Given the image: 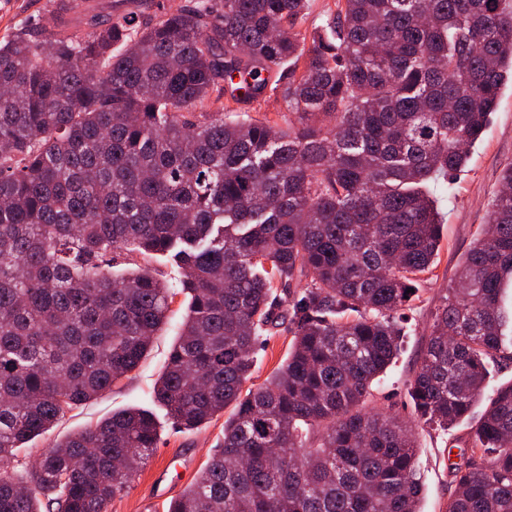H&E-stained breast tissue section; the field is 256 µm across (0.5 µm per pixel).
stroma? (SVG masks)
I'll list each match as a JSON object with an SVG mask.
<instances>
[{"label": "stroma", "mask_w": 512, "mask_h": 512, "mask_svg": "<svg viewBox=\"0 0 512 512\" xmlns=\"http://www.w3.org/2000/svg\"><path fill=\"white\" fill-rule=\"evenodd\" d=\"M46 3L47 0H0V38L35 22L43 14ZM511 163L512 83L509 82L499 93L493 120L472 149L467 167L449 182L430 187L445 215L441 250L431 273L419 284L418 300L401 322L405 333L401 352L374 385V403L384 412L413 421L407 386L420 363L439 296L444 288L450 287L458 262L471 247L500 188V173ZM184 312L183 306L172 303L169 322L141 366L112 391L67 414L64 423L54 431L30 443L23 451L24 456L37 460L55 439L101 420L113 411L127 407L151 408L160 423L157 446L128 494L114 499L109 512H149L147 504L155 494L153 479L161 470L167 473L169 497H177L195 479L224 435V419L220 416L197 430L179 431L168 422L163 409L154 408L151 400L154 382L175 341L176 328ZM414 429L423 485L422 512H445L454 491L451 467L468 459L465 446L470 423L465 420L445 431L415 423Z\"/></svg>", "instance_id": "stroma-1"}]
</instances>
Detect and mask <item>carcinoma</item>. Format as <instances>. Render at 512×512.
I'll return each instance as SVG.
<instances>
[{"mask_svg": "<svg viewBox=\"0 0 512 512\" xmlns=\"http://www.w3.org/2000/svg\"><path fill=\"white\" fill-rule=\"evenodd\" d=\"M189 0L71 27L49 0L0 40V512H108L157 447L128 408L20 451L135 371L186 314L152 389L173 427L230 410L167 512H421L414 434L371 412L407 289L431 270L428 185L462 171L512 81L506 0ZM288 66L281 123L257 103ZM407 387L448 429L485 407L448 512H512V164ZM145 264L116 271L121 255ZM166 255L171 285L147 261ZM288 358L244 389L271 326ZM269 95H271V97H266V101L261 102V106L256 103L251 105L235 104L230 101L228 97H224V106H229L230 108L237 109L242 112H249V115L253 118H266L270 121H277L281 123L280 113L284 112V105L279 94V89L274 93L269 92L267 96Z\"/></svg>", "mask_w": 512, "mask_h": 512, "instance_id": "1", "label": "carcinoma"}]
</instances>
